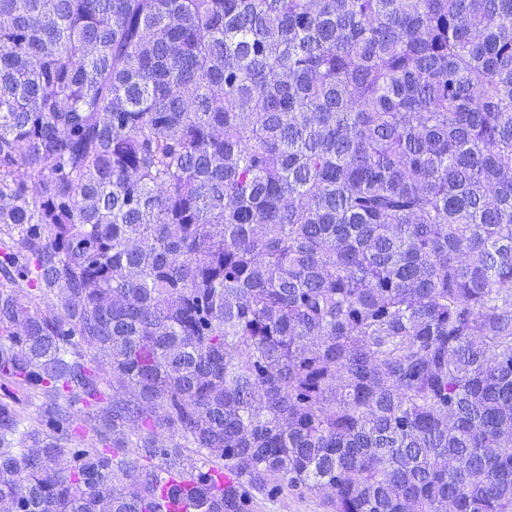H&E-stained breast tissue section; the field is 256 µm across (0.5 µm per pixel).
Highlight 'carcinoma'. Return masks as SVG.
Masks as SVG:
<instances>
[{"mask_svg": "<svg viewBox=\"0 0 512 512\" xmlns=\"http://www.w3.org/2000/svg\"><path fill=\"white\" fill-rule=\"evenodd\" d=\"M1 16L0 512H512V0ZM194 481L188 474L174 476L166 475L161 489L158 509L161 512H189V500L185 488L193 485ZM262 512H325L321 498L311 496L295 498L288 496V500H272L262 502Z\"/></svg>", "mask_w": 512, "mask_h": 512, "instance_id": "1", "label": "carcinoma"}]
</instances>
